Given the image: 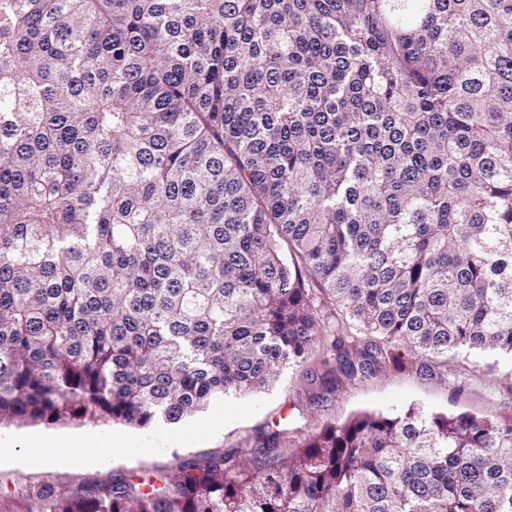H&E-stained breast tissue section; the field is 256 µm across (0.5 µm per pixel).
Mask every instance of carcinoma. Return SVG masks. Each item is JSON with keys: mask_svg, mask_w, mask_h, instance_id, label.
<instances>
[{"mask_svg": "<svg viewBox=\"0 0 512 512\" xmlns=\"http://www.w3.org/2000/svg\"><path fill=\"white\" fill-rule=\"evenodd\" d=\"M484 354L512 360V0H0V425ZM26 512H512V424L270 426Z\"/></svg>", "mask_w": 512, "mask_h": 512, "instance_id": "1", "label": "carcinoma"}]
</instances>
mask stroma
Masks as SVG:
<instances>
[{"instance_id": "stroma-1", "label": "stroma", "mask_w": 512, "mask_h": 512, "mask_svg": "<svg viewBox=\"0 0 512 512\" xmlns=\"http://www.w3.org/2000/svg\"><path fill=\"white\" fill-rule=\"evenodd\" d=\"M317 368L316 361H307L285 370L269 390L226 397L205 412L176 424L156 421L139 428L98 420L93 427L107 435L101 451L126 455L121 472L140 477L179 457L246 447L257 431L273 422L311 430L328 420H342L360 411L397 414L416 404L512 423V402L506 395V388L512 383V364L504 359L493 365L483 359L463 362L459 368L460 384L455 388L433 377L390 370L346 389L328 408L311 406L303 394L308 374ZM83 455L80 449L61 448L56 452L52 471L0 470V512H19V501L28 487L49 483L62 489L82 478L100 475V468L84 464Z\"/></svg>"}]
</instances>
